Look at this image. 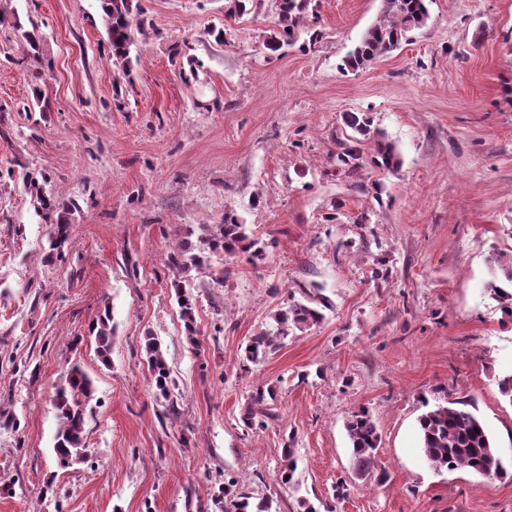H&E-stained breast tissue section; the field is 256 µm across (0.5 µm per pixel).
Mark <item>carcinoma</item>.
<instances>
[{
  "label": "carcinoma",
  "instance_id": "obj_1",
  "mask_svg": "<svg viewBox=\"0 0 512 512\" xmlns=\"http://www.w3.org/2000/svg\"><path fill=\"white\" fill-rule=\"evenodd\" d=\"M431 0H383V12L379 20L369 27L359 42L344 57L341 69L356 71L373 61L398 49L408 40L409 33L422 28L429 18L428 5ZM280 39L271 43L270 49L276 50L280 42L290 44L298 41L305 32L306 14L313 8V0H276L275 4ZM140 6L133 5V0H103L104 22L107 37L112 48L114 64L127 73L130 62L131 47L136 43V35H146L145 20L132 21L133 10ZM343 123L353 135L337 142L336 154L332 161L336 170L348 175L359 171L365 165L361 143L377 137L375 153L371 155L370 164L378 169L388 171L398 169L401 156L395 145L384 140L381 133L371 131V120L362 112H347ZM27 193L34 208L53 225L49 236L45 261L54 263L64 256V247L70 235L71 217L69 210L60 207L36 175L27 176L25 181ZM189 231L185 240L171 248L166 256V265L173 273L171 288L174 289L180 314L185 321L186 340L194 346L197 343L194 329V314L197 305L192 292L190 271L203 267L207 255L224 252L226 254L248 253L260 259L264 247L251 238L246 225L238 222L231 212L224 213V223L202 225V235L197 242H192ZM325 304L320 295L304 292L301 300H294L285 309L278 310L273 316L270 328L254 335L244 349L243 367L257 364L266 359L279 348L281 340L291 332L302 331L317 324L324 318L318 305ZM111 309L104 306L98 320L91 326L97 353L103 364L109 363L112 347ZM144 361L153 380L156 398L168 408V413L175 414L174 384L170 379L167 361L161 342L152 334L144 338ZM93 382L78 365L70 367L62 376L56 387L53 406L56 410L58 428L55 435L54 453L58 464L68 468L87 459L85 425L87 405L92 399ZM276 398L271 387H260L253 392L247 412L243 416L244 426L248 429L262 427L268 401ZM419 439L421 449L427 460L436 468L466 470L477 475H484L488 470L507 473L498 447L484 421L471 409L467 401H452L438 405L419 416ZM347 433L352 445V472L357 476H373L378 482L386 480V473L377 470V451L381 445V434L370 413L361 409L348 421ZM284 459L279 470L282 484L292 482L296 470L291 449H283ZM234 481H227L219 487L212 501L218 512H270L271 504L264 500L251 503V496L234 489Z\"/></svg>",
  "mask_w": 512,
  "mask_h": 512
}]
</instances>
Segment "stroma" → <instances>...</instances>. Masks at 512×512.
Instances as JSON below:
<instances>
[{"label":"stroma","instance_id":"1","mask_svg":"<svg viewBox=\"0 0 512 512\" xmlns=\"http://www.w3.org/2000/svg\"><path fill=\"white\" fill-rule=\"evenodd\" d=\"M138 3L147 35L121 80L100 0H0V512H198L230 478L271 512L302 499L316 512H512V476L435 470L416 431L426 408L467 401L512 462L497 386L512 323L488 289L495 254L512 251V0H433L410 42L347 73L382 0H317L319 40L276 52L273 0L234 16L228 0ZM34 25L35 57L21 37ZM347 112L368 113L398 170L337 172ZM29 172L79 206L51 265ZM228 210L265 256L194 271L192 346L166 254ZM305 288L327 296L323 321L242 367L249 337ZM107 305L106 367L89 327ZM149 333L173 416L144 365ZM74 364L95 386L89 459L61 469L51 399ZM261 385L277 393L273 416L250 430ZM362 408L381 433L382 484L352 473L345 424ZM286 448L291 487L276 480ZM144 361L153 380L156 398L162 400L163 406L168 407V413L174 415V384L170 379L167 361L162 350L161 342L152 334L144 338Z\"/></svg>","mask_w":512,"mask_h":512}]
</instances>
